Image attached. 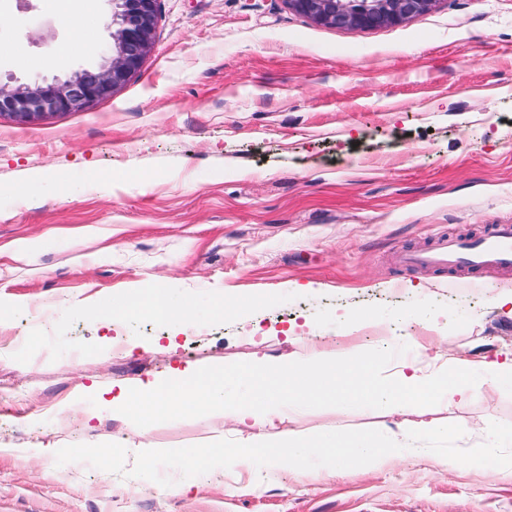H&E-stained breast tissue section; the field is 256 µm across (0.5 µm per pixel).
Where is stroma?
Segmentation results:
<instances>
[{
	"instance_id": "35a3bbf8",
	"label": "stroma",
	"mask_w": 512,
	"mask_h": 512,
	"mask_svg": "<svg viewBox=\"0 0 512 512\" xmlns=\"http://www.w3.org/2000/svg\"><path fill=\"white\" fill-rule=\"evenodd\" d=\"M110 0H0V81L97 68ZM512 224V0H438L396 26L338 30L285 0H160L153 47L111 98L0 117V512H512V475L422 447L369 474L241 463L125 478L57 465L73 444L178 448L251 428L204 416L145 437L113 389L188 367L408 345L435 374L512 358V268L401 270L400 251ZM162 289L186 323L95 317ZM512 423L486 380L432 407L311 409L309 436Z\"/></svg>"
}]
</instances>
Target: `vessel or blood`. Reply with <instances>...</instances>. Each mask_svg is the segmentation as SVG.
I'll return each instance as SVG.
<instances>
[{
    "instance_id": "obj_1",
    "label": "vessel or blood",
    "mask_w": 512,
    "mask_h": 512,
    "mask_svg": "<svg viewBox=\"0 0 512 512\" xmlns=\"http://www.w3.org/2000/svg\"><path fill=\"white\" fill-rule=\"evenodd\" d=\"M397 262L406 268H507L512 267V224H497L483 237L439 238L426 251H404Z\"/></svg>"
}]
</instances>
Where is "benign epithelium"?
Returning <instances> with one entry per match:
<instances>
[{"label":"benign epithelium","mask_w":512,"mask_h":512,"mask_svg":"<svg viewBox=\"0 0 512 512\" xmlns=\"http://www.w3.org/2000/svg\"><path fill=\"white\" fill-rule=\"evenodd\" d=\"M159 0H112V43L95 71L83 70L52 83H0V115L28 122L77 112L112 97L150 51ZM288 8L318 25L371 29L399 25L429 11L437 0H286Z\"/></svg>","instance_id":"7a95c632"}]
</instances>
